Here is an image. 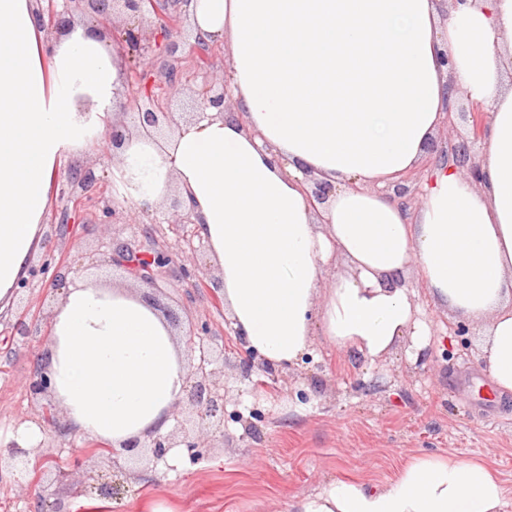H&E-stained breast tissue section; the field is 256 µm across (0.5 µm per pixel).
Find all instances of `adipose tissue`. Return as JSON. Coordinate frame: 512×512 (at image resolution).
Segmentation results:
<instances>
[{
	"label": "adipose tissue",
	"instance_id": "obj_1",
	"mask_svg": "<svg viewBox=\"0 0 512 512\" xmlns=\"http://www.w3.org/2000/svg\"><path fill=\"white\" fill-rule=\"evenodd\" d=\"M194 35L229 45L236 115L181 124L167 142L127 136L119 172L152 204H192L234 328L270 365L323 336L370 360L431 326L406 286L473 324L493 388L512 393V0H189ZM491 113L480 177L434 166L420 206L385 195L417 167L456 90ZM123 94L122 55L75 21L57 38L34 0H0V311L42 236L64 155L90 150ZM333 190L309 200V178ZM338 265L330 285L325 267ZM39 365L64 430L121 448L165 432L186 387L166 320L136 293L69 279ZM487 466L422 452L370 487L329 480L288 512H505Z\"/></svg>",
	"mask_w": 512,
	"mask_h": 512
}]
</instances>
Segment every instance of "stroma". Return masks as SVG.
<instances>
[{
    "instance_id": "35a3bbf8",
    "label": "stroma",
    "mask_w": 512,
    "mask_h": 512,
    "mask_svg": "<svg viewBox=\"0 0 512 512\" xmlns=\"http://www.w3.org/2000/svg\"><path fill=\"white\" fill-rule=\"evenodd\" d=\"M117 159L98 148L62 159L55 174L49 209L34 264L51 262L109 285L132 287L130 278L105 266L112 245L131 242L177 249L190 224L163 223L171 200L135 210L137 221L125 224L89 207L75 224L55 230L67 197L76 191L72 168L92 169L90 190L117 210H133L116 196L113 169ZM189 262L206 282L187 297L179 263L165 267L153 297L161 315L180 326L208 324L205 345L214 362L210 383L224 391V434L212 436L205 422L189 413L188 403L173 411L171 432L198 437L199 456L181 449L178 466L154 463L144 449L113 458L95 437L63 434L64 412L44 419V400L31 398L27 385L38 363L41 341L13 336L20 318L49 326L60 290L50 275H40L24 289L0 319V433L22 425L41 431L29 447L34 466L11 477L0 467V512H34L38 501L60 505L63 512H287L291 498L315 493L322 482L357 479L374 487L391 479L413 456L424 451L452 453L486 464L498 476L512 505V395L495 393L482 371L476 331L456 336L455 316L436 307L419 275L409 286L432 323L430 344L419 361L404 348L369 360L314 337L298 365L258 378L242 368L244 344L233 330L224 305L214 302L218 269L202 240ZM117 489L100 494V484Z\"/></svg>"
}]
</instances>
